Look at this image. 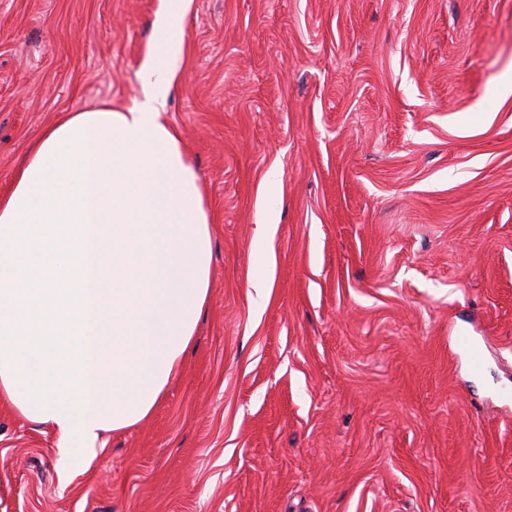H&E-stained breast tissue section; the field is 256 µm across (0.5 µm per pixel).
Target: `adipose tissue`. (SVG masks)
I'll list each match as a JSON object with an SVG mask.
<instances>
[{
	"label": "adipose tissue",
	"mask_w": 512,
	"mask_h": 512,
	"mask_svg": "<svg viewBox=\"0 0 512 512\" xmlns=\"http://www.w3.org/2000/svg\"><path fill=\"white\" fill-rule=\"evenodd\" d=\"M192 0H162L142 97L47 126L0 194V400L63 459L147 418L188 351L213 258L166 107Z\"/></svg>",
	"instance_id": "1"
}]
</instances>
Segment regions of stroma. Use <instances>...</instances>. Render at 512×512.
I'll use <instances>...</instances> for the list:
<instances>
[{"instance_id": "35a3bbf8", "label": "stroma", "mask_w": 512, "mask_h": 512, "mask_svg": "<svg viewBox=\"0 0 512 512\" xmlns=\"http://www.w3.org/2000/svg\"><path fill=\"white\" fill-rule=\"evenodd\" d=\"M160 9L0 0V192L46 126L140 98ZM182 30L193 346L66 478L0 403V512H512V0H193Z\"/></svg>"}]
</instances>
